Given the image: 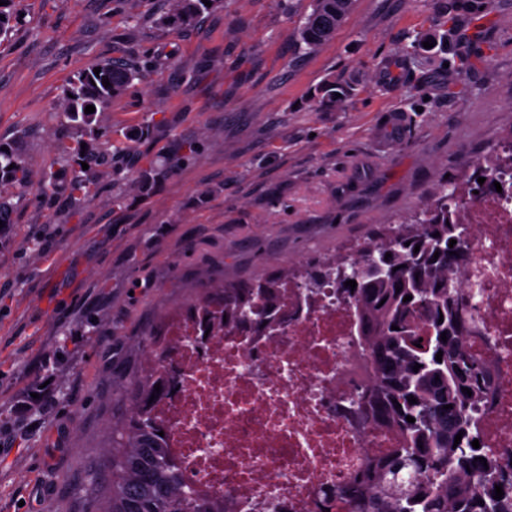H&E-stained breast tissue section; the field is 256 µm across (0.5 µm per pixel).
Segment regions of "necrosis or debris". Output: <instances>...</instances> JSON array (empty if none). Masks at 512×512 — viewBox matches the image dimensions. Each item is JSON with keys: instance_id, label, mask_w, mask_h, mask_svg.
Returning <instances> with one entry per match:
<instances>
[{"instance_id": "necrosis-or-debris-1", "label": "necrosis or debris", "mask_w": 512, "mask_h": 512, "mask_svg": "<svg viewBox=\"0 0 512 512\" xmlns=\"http://www.w3.org/2000/svg\"><path fill=\"white\" fill-rule=\"evenodd\" d=\"M470 261L455 289L467 350L484 370L475 437L512 483V170L463 207ZM173 361L147 406L187 490L223 512H355L361 481L401 446L363 410L373 371L358 309L335 281L282 282L263 313L215 305L168 321Z\"/></svg>"}]
</instances>
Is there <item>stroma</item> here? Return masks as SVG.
Wrapping results in <instances>:
<instances>
[{
  "label": "stroma",
  "mask_w": 512,
  "mask_h": 512,
  "mask_svg": "<svg viewBox=\"0 0 512 512\" xmlns=\"http://www.w3.org/2000/svg\"><path fill=\"white\" fill-rule=\"evenodd\" d=\"M311 5L224 0L186 34L132 38L120 0H27L0 46V141L32 170L64 169L62 87L96 60L149 52L156 65L99 119L116 155L151 125L139 164L164 176L144 195L130 173H105L77 215L65 193L22 192L0 240V512H95L107 425L129 413L119 384L143 366L148 328L185 298L351 255L512 137V0H473L402 79L379 65L444 26L433 0H354L334 40L301 56L292 33ZM328 79L355 85L344 110L321 103ZM43 231L44 257L31 247ZM44 357L56 397L19 419Z\"/></svg>",
  "instance_id": "35a3bbf8"
}]
</instances>
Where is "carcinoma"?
I'll list each match as a JSON object with an SVG mask.
<instances>
[{"label": "carcinoma", "mask_w": 512, "mask_h": 512, "mask_svg": "<svg viewBox=\"0 0 512 512\" xmlns=\"http://www.w3.org/2000/svg\"><path fill=\"white\" fill-rule=\"evenodd\" d=\"M23 0H5L0 6V43L11 38ZM164 11L150 23L157 30L178 33L193 28L204 13L219 8L222 0H163ZM438 13L454 21L467 10V0H434ZM353 0H313L312 11L295 27L294 41L299 52L310 54L329 43L351 14ZM155 57L103 59L69 79L63 86L59 110L71 134L56 144L58 153L71 161L70 177L58 183L52 170L34 175L22 154L12 145L0 142V186H27L37 182L39 191L54 195L68 192L71 204L82 208L92 202L98 190L100 171L115 168L112 153L100 148L105 132L96 114L85 113L92 105H104L125 96L142 73L154 66ZM100 73H94V69ZM107 79L110 86L102 84ZM322 101L342 108L351 87L326 81ZM7 150H1V147ZM89 165L82 168V163ZM457 197V186L442 193L421 215L409 219L412 227L390 228L386 238L349 258H339L301 273L300 281L309 288L336 278L346 279L340 270L355 271L368 261H386L391 272L382 279L358 278L352 292L362 317L368 351L374 368L370 401L380 408L382 419L399 428L406 447L381 471L367 478L368 494L376 503L375 512H503V501L494 498L500 484V464L472 446V426L481 400L484 375L479 364L463 349L458 336V307L449 289L464 268L454 253L462 251L463 224H451L448 199ZM456 240L450 245V240ZM419 252H414L415 246ZM391 257H386V253ZM438 259H433L434 253ZM293 275L285 270L280 277L258 282H243L215 294L224 307V317L244 320L253 314L255 299H266L271 288ZM402 290H396V287ZM411 300L405 302L403 298ZM446 333L447 341L441 340ZM421 347H416V344ZM443 352L442 361L436 354ZM419 370H413L415 365ZM153 373L132 376L120 388L122 399L131 407L126 424L112 426L104 448L109 477L102 487L97 512H188L191 495L181 476L168 461L167 448L151 421L138 414V406L155 393ZM468 388L472 394L463 392ZM414 397L417 403L408 402ZM401 408H395V404ZM453 408H447V405ZM415 422L410 423L406 417ZM459 444H454L457 434ZM485 458L487 463L480 462ZM429 477L425 488H408L398 481L404 475L415 481Z\"/></svg>", "instance_id": "1"}]
</instances>
